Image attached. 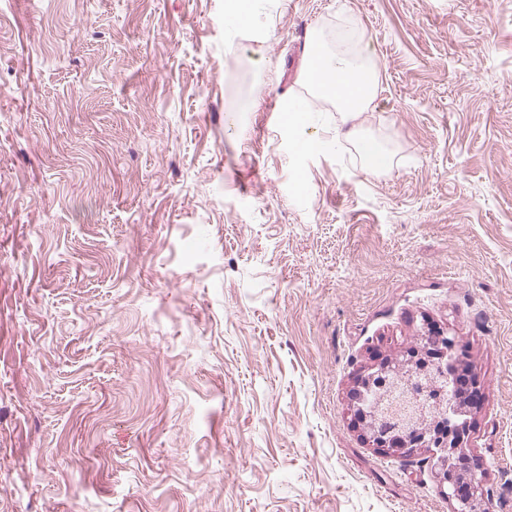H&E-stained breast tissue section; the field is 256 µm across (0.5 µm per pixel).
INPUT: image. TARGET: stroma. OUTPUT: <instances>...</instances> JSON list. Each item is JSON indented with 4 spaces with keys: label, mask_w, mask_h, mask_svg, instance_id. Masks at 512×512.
Masks as SVG:
<instances>
[{
    "label": "stroma",
    "mask_w": 512,
    "mask_h": 512,
    "mask_svg": "<svg viewBox=\"0 0 512 512\" xmlns=\"http://www.w3.org/2000/svg\"><path fill=\"white\" fill-rule=\"evenodd\" d=\"M224 2L0 0V512H453L348 402L430 330L512 512V0ZM336 28L378 96L289 128ZM265 0H226L225 16L237 26L248 27L260 12ZM360 149L367 168L371 172H379L392 165V156L374 138H359Z\"/></svg>",
    "instance_id": "stroma-1"
}]
</instances>
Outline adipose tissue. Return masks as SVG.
Segmentation results:
<instances>
[{
    "mask_svg": "<svg viewBox=\"0 0 512 512\" xmlns=\"http://www.w3.org/2000/svg\"><path fill=\"white\" fill-rule=\"evenodd\" d=\"M306 79L317 99L331 101L350 119L372 102L378 89V73L369 58L319 40L308 55Z\"/></svg>",
    "mask_w": 512,
    "mask_h": 512,
    "instance_id": "ef3b65f1",
    "label": "adipose tissue"
}]
</instances>
